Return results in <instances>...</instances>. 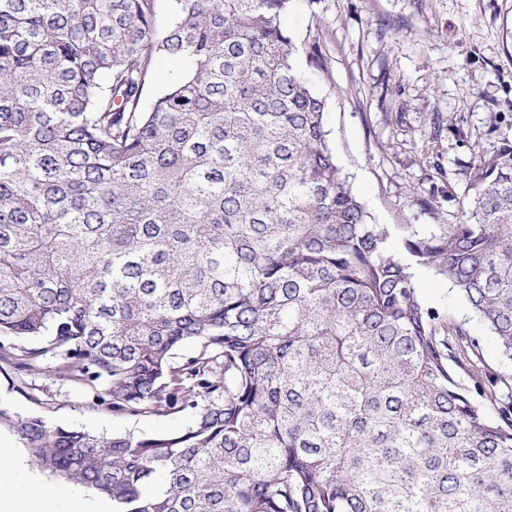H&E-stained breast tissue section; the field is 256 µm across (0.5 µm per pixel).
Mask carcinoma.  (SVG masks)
<instances>
[{"label":"carcinoma","instance_id":"1","mask_svg":"<svg viewBox=\"0 0 512 512\" xmlns=\"http://www.w3.org/2000/svg\"><path fill=\"white\" fill-rule=\"evenodd\" d=\"M167 2L0 0V360L33 340L23 366L113 414L190 422L0 406V431L112 512H512V374L479 366L488 340L512 366V145L474 156L456 223L378 224L293 0ZM161 56L187 69L148 102ZM418 279V288H420L422 298L430 305L446 307L450 296V285L427 272L420 273ZM105 385L93 390L81 383L61 380L37 368L21 369L0 362V405L22 417H41L49 424L78 427L100 434L131 432L150 434L161 430H177L189 422L184 412L168 416L150 413L115 416L109 401L101 402Z\"/></svg>","mask_w":512,"mask_h":512}]
</instances>
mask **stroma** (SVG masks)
Listing matches in <instances>:
<instances>
[{
    "label": "stroma",
    "mask_w": 512,
    "mask_h": 512,
    "mask_svg": "<svg viewBox=\"0 0 512 512\" xmlns=\"http://www.w3.org/2000/svg\"><path fill=\"white\" fill-rule=\"evenodd\" d=\"M285 26L322 49L327 70L309 75L330 99L337 160L376 222H456L474 154L512 141V0H294ZM0 405L96 434L189 421L117 416L96 390L3 361Z\"/></svg>",
    "instance_id": "1"
}]
</instances>
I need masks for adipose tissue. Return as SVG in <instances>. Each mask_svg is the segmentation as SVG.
Here are the masks:
<instances>
[{"label":"adipose tissue","instance_id":"1","mask_svg":"<svg viewBox=\"0 0 512 512\" xmlns=\"http://www.w3.org/2000/svg\"><path fill=\"white\" fill-rule=\"evenodd\" d=\"M0 512H60L55 485L29 480L24 457L1 448Z\"/></svg>","mask_w":512,"mask_h":512}]
</instances>
